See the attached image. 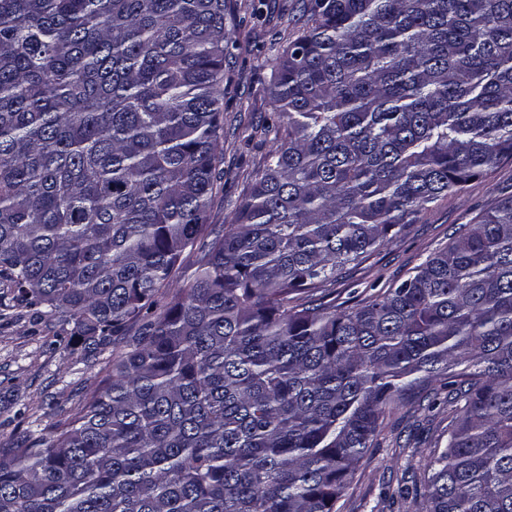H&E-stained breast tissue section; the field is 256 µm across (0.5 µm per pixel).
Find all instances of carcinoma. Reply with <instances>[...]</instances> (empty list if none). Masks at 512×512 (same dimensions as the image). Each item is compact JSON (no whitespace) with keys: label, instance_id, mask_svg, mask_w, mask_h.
<instances>
[{"label":"carcinoma","instance_id":"1","mask_svg":"<svg viewBox=\"0 0 512 512\" xmlns=\"http://www.w3.org/2000/svg\"><path fill=\"white\" fill-rule=\"evenodd\" d=\"M304 9L217 225L232 0H0V287L112 344L51 436L0 448V512H340L435 382L424 512H512V196L367 304L303 301L512 158V0Z\"/></svg>","mask_w":512,"mask_h":512}]
</instances>
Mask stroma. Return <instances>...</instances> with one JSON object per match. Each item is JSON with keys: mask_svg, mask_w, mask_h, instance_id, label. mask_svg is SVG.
<instances>
[{"mask_svg": "<svg viewBox=\"0 0 512 512\" xmlns=\"http://www.w3.org/2000/svg\"><path fill=\"white\" fill-rule=\"evenodd\" d=\"M226 23L224 137L217 148L211 221L232 223L273 144L260 128L273 113L270 87L280 47L307 24L302 0H236ZM512 195V159H504L417 216L405 233L345 267L319 296L346 309L360 306L405 280L425 258ZM106 353L84 356L80 339L56 319L22 308L0 317V448L38 422L50 428L79 406L105 376ZM448 437V393L409 401L382 424L359 462L342 512H423L430 450Z\"/></svg>", "mask_w": 512, "mask_h": 512, "instance_id": "stroma-1", "label": "stroma"}]
</instances>
